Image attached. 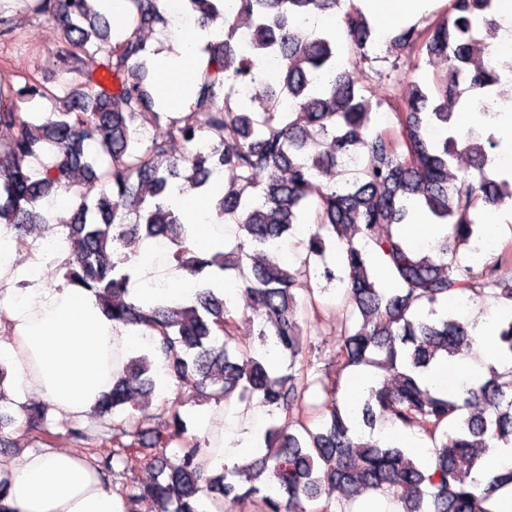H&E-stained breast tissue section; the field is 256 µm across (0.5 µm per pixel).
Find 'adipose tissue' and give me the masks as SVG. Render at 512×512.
Instances as JSON below:
<instances>
[{
	"mask_svg": "<svg viewBox=\"0 0 512 512\" xmlns=\"http://www.w3.org/2000/svg\"><path fill=\"white\" fill-rule=\"evenodd\" d=\"M210 35L191 26L172 39L173 52L160 80L159 106L174 111L192 99L191 70H203ZM178 206L194 224L196 252L207 256L224 247V227L212 223L209 212L191 194ZM42 252L18 261L13 230L0 224V306L7 314L8 336L0 340V362L13 376L7 395L34 394L61 416L86 418L111 391L125 355L150 344L143 327L124 325L106 317L86 289L61 280L40 279ZM132 301L154 303L157 284L172 279L165 294L176 300L193 299L197 277L177 264L159 274L150 255L140 257ZM0 490L11 512H123L122 500L94 465L72 449L41 448L20 456L0 458Z\"/></svg>",
	"mask_w": 512,
	"mask_h": 512,
	"instance_id": "adipose-tissue-1",
	"label": "adipose tissue"
}]
</instances>
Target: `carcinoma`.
Instances as JSON below:
<instances>
[{
	"mask_svg": "<svg viewBox=\"0 0 512 512\" xmlns=\"http://www.w3.org/2000/svg\"><path fill=\"white\" fill-rule=\"evenodd\" d=\"M28 17L50 22L59 33L57 80L47 88L35 75L20 87L0 78V223L16 233L50 224L37 202L65 186L81 191L62 224L71 249L67 282L89 290L114 322L141 325L158 335L148 354L129 358L112 390L99 401L114 415L132 391L150 397L157 383L176 387L161 424L143 430L133 414L108 428L112 453L95 461L102 474L121 478L125 512L153 500L159 512H199L200 496L250 512H332L330 489L356 501L393 486L405 491L400 512H497L512 492V464L488 477L485 459L512 448V316L495 334L503 366L487 365L454 396L430 384L438 361L463 355L476 325L435 304L457 296H492L512 306V242L494 257L480 282L459 260L473 245L484 212L512 199V177L492 164L498 141L484 134L501 107L496 94L501 68L473 54L477 38L494 42L501 29L496 0H446L443 9L400 27L387 43L391 71L370 63L373 28L363 10L342 0H238L230 15L224 0H182L202 29L220 24L206 45L209 66L200 74L186 112H163L147 76L153 67L142 32L165 22L160 0H123L132 30L111 33L92 0H24ZM343 10L342 29L324 32L299 21ZM279 62L263 94L236 96L237 84L254 83L264 62ZM439 59L445 68L423 76L388 103L396 125L370 126L373 102L357 85L388 78L406 65ZM293 102L284 112L282 98ZM55 112L33 124L42 100ZM476 114V127L457 132V110ZM166 125L150 139L148 128ZM173 142L187 152L171 155ZM460 154L469 157L462 177L449 174ZM355 164V177L328 180ZM224 170L223 190L211 193L214 171ZM194 190L210 200L216 218L238 227L236 243L207 258L188 246L194 225L172 204L175 192ZM425 210L447 233L428 251L393 230ZM315 228L302 241L295 265L280 259L281 243L298 225ZM142 235L167 241L178 267L197 275H234L246 287L262 347L288 358L275 374L265 357L231 348L233 300L207 284L183 304L142 306L127 300L135 273L116 245ZM337 252L342 275L326 265ZM379 265H374V262ZM339 282L343 318L336 346L340 371L319 372L316 347L304 336L320 302L315 293ZM367 371L376 381L346 410L339 402L342 372ZM321 385L324 398L307 400ZM257 397L271 415L289 422L263 434V448L241 464L206 473L207 441L188 435L180 407L188 402H230ZM474 406L469 415L464 409ZM320 423L313 424L316 416ZM390 417L427 437L434 460L426 464L405 448L376 438V422ZM51 447L77 445L84 431L41 429ZM184 438L168 460L153 453ZM143 469L155 470L149 482Z\"/></svg>",
	"mask_w": 512,
	"mask_h": 512,
	"instance_id": "carcinoma-1",
	"label": "carcinoma"
}]
</instances>
